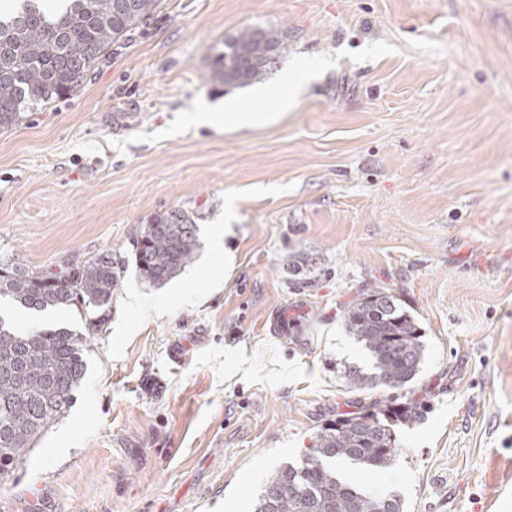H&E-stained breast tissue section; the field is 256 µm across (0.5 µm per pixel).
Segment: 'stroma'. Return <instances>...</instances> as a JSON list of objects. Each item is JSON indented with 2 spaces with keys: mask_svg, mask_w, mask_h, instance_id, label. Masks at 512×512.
<instances>
[{
  "mask_svg": "<svg viewBox=\"0 0 512 512\" xmlns=\"http://www.w3.org/2000/svg\"><path fill=\"white\" fill-rule=\"evenodd\" d=\"M253 26L288 43L266 85L316 68L288 109L207 76ZM230 103L277 118L191 120ZM174 209L200 247L156 288L134 239ZM103 250L123 270L87 375L0 512H253L319 429L393 395L343 374L369 364L343 317L374 288L421 328L395 395L429 411L389 469L343 478L405 512H512V0H161L79 91L0 131V258ZM296 300L302 349L264 328Z\"/></svg>",
  "mask_w": 512,
  "mask_h": 512,
  "instance_id": "1",
  "label": "stroma"
}]
</instances>
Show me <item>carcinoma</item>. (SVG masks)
<instances>
[{"mask_svg":"<svg viewBox=\"0 0 512 512\" xmlns=\"http://www.w3.org/2000/svg\"><path fill=\"white\" fill-rule=\"evenodd\" d=\"M0 15V129L20 124L25 113L77 92L107 51L153 16L159 0H59L52 13L44 0H18ZM275 27H251L224 43L210 64L209 79L249 85L265 79L285 53ZM199 226L188 212L153 216L136 236L141 279L162 286L193 262ZM59 272L0 261V302L31 313L75 307L104 312L112 303L121 261L110 251L87 260L68 259ZM85 331L37 325L24 333L0 316V481H7L52 424L68 412L88 371ZM344 325L362 343L371 372L346 371L351 388L401 390L420 372L422 333L398 298L379 288L349 305ZM422 403H373L326 424L301 464L284 465L267 478L255 512H404L401 498L378 497L344 480L340 463L384 469L397 451L395 427L421 420Z\"/></svg>","mask_w":512,"mask_h":512,"instance_id":"carcinoma-1","label":"carcinoma"}]
</instances>
